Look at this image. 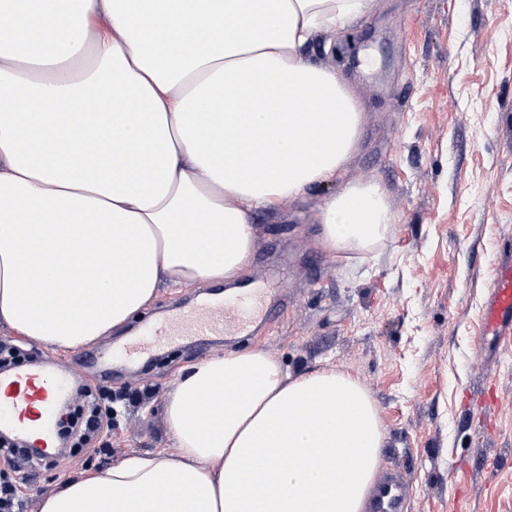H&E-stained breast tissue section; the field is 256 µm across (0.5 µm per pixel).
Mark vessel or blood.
Returning a JSON list of instances; mask_svg holds the SVG:
<instances>
[{
	"label": "vessel or blood",
	"mask_w": 512,
	"mask_h": 512,
	"mask_svg": "<svg viewBox=\"0 0 512 512\" xmlns=\"http://www.w3.org/2000/svg\"><path fill=\"white\" fill-rule=\"evenodd\" d=\"M266 299V293L252 288L224 302L204 301L176 320L154 326L150 334L157 344L217 332L248 336ZM481 331L492 336L501 349L512 348V262L500 265L495 272L482 314ZM67 386V371L50 365L1 373L0 409H8L11 414L9 430L22 437L37 433L40 444L50 445L53 435L50 418ZM405 504L404 486L392 478L377 494L373 512H406Z\"/></svg>",
	"instance_id": "1"
}]
</instances>
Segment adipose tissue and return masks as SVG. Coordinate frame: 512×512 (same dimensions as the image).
I'll return each instance as SVG.
<instances>
[{
  "instance_id": "ef3b65f1",
  "label": "adipose tissue",
  "mask_w": 512,
  "mask_h": 512,
  "mask_svg": "<svg viewBox=\"0 0 512 512\" xmlns=\"http://www.w3.org/2000/svg\"><path fill=\"white\" fill-rule=\"evenodd\" d=\"M372 0H0V324L76 349L163 285L241 276L252 218L333 179L361 113L306 55ZM383 189L322 211L321 244L387 239ZM41 259L24 280L22 259ZM173 449L125 457L40 512H366L384 433L361 382L258 349L184 367Z\"/></svg>"
}]
</instances>
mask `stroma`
Returning <instances> with one entry per match:
<instances>
[{"label": "stroma", "mask_w": 512, "mask_h": 512, "mask_svg": "<svg viewBox=\"0 0 512 512\" xmlns=\"http://www.w3.org/2000/svg\"><path fill=\"white\" fill-rule=\"evenodd\" d=\"M309 58L335 69L362 108L358 146L336 178L255 213L253 251L235 283L161 288L123 328L53 350L0 325V346L71 368L57 414L81 415L82 391L144 393L115 403L89 445L61 436L34 468L0 457L14 512L84 471L171 447L165 396L185 365L256 348L297 374L326 365L368 388L400 472L407 512H512V351L479 339L494 270L512 256V0H375L318 38ZM379 184L393 215L382 248L343 256L317 241L322 209L351 184ZM287 266L288 309L252 336H203L123 348L196 294L227 293Z\"/></svg>", "instance_id": "1"}]
</instances>
